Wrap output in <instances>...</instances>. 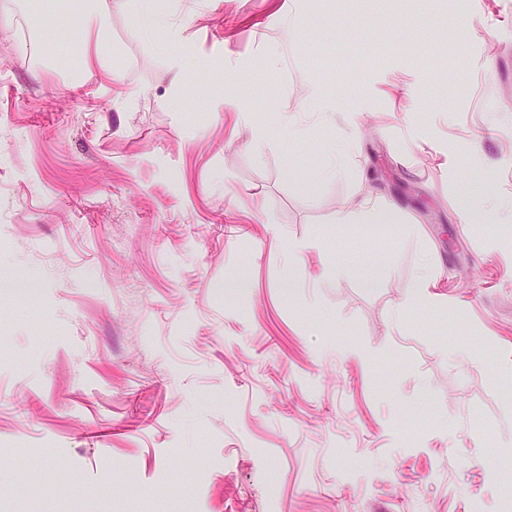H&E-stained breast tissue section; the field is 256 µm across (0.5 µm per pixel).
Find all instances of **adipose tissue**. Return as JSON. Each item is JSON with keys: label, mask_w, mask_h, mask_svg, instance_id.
<instances>
[{"label": "adipose tissue", "mask_w": 512, "mask_h": 512, "mask_svg": "<svg viewBox=\"0 0 512 512\" xmlns=\"http://www.w3.org/2000/svg\"><path fill=\"white\" fill-rule=\"evenodd\" d=\"M74 9L82 20L83 35L79 53L86 72L97 73L108 80H117L118 75L112 69L103 40L109 27L107 4L105 0H76Z\"/></svg>", "instance_id": "adipose-tissue-1"}]
</instances>
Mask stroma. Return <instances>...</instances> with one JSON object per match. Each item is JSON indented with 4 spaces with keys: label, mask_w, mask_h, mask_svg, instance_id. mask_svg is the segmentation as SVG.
Here are the masks:
<instances>
[{
    "label": "stroma",
    "mask_w": 512,
    "mask_h": 512,
    "mask_svg": "<svg viewBox=\"0 0 512 512\" xmlns=\"http://www.w3.org/2000/svg\"><path fill=\"white\" fill-rule=\"evenodd\" d=\"M36 2L0 0V512H512V0H107L117 84ZM365 201L399 223L338 226ZM431 279L430 270L425 269L414 277L413 287L410 288L407 305L408 306H421L431 304L430 295L428 292Z\"/></svg>",
    "instance_id": "obj_1"
}]
</instances>
